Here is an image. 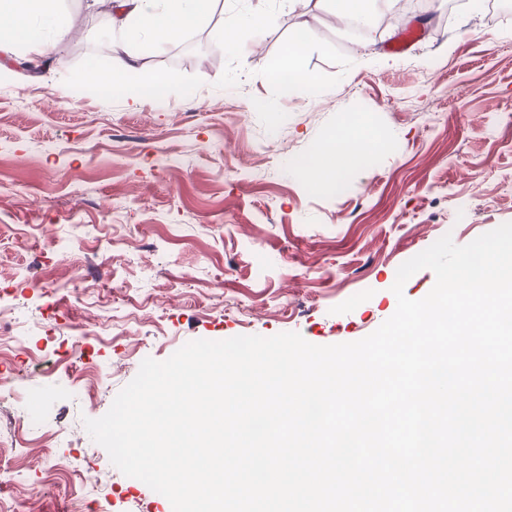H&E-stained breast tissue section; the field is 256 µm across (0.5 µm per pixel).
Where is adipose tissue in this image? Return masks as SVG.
Returning a JSON list of instances; mask_svg holds the SVG:
<instances>
[{"label": "adipose tissue", "instance_id": "obj_1", "mask_svg": "<svg viewBox=\"0 0 512 512\" xmlns=\"http://www.w3.org/2000/svg\"><path fill=\"white\" fill-rule=\"evenodd\" d=\"M61 0H0V53H14L18 47L40 54L51 42L67 36L70 25L60 8ZM217 0H89L88 7L101 17L106 28L123 46L122 55L113 57L106 69L90 68L88 77L96 84L121 86L131 100H139L144 89L166 88L169 74L138 65L142 47L158 49L170 43L194 23L210 17ZM310 40L308 29H301L283 54L269 69L273 80L295 75L300 83L316 86L317 74L302 66L303 51ZM369 133L361 127L338 132L326 149L305 159L303 167L314 174L331 169L344 176L349 162L369 150Z\"/></svg>", "mask_w": 512, "mask_h": 512}]
</instances>
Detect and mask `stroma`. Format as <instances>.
I'll list each match as a JSON object with an SVG mask.
<instances>
[{
	"label": "stroma",
	"mask_w": 512,
	"mask_h": 512,
	"mask_svg": "<svg viewBox=\"0 0 512 512\" xmlns=\"http://www.w3.org/2000/svg\"><path fill=\"white\" fill-rule=\"evenodd\" d=\"M488 0L431 16L398 6L351 43L334 0H220L141 63L161 101L94 97L105 31L87 0L30 68L0 55V512H173L125 476L83 421L103 416L145 358L189 341L299 333L360 340L390 318L401 264L444 235L465 245L512 222V13ZM268 23L250 22L251 14ZM235 21L236 44L213 37ZM306 20L320 85L268 69ZM419 40L389 44L406 26ZM353 117L375 147L314 187L300 162Z\"/></svg>",
	"instance_id": "obj_1"
}]
</instances>
